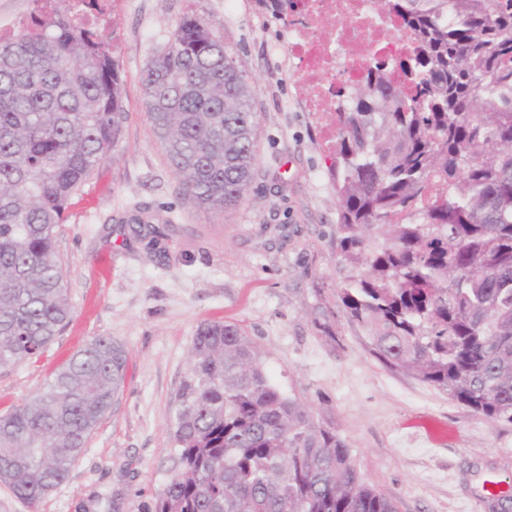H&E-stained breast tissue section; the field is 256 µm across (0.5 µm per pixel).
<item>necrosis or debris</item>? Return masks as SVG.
I'll list each match as a JSON object with an SVG mask.
<instances>
[{
  "label": "necrosis or debris",
  "mask_w": 512,
  "mask_h": 512,
  "mask_svg": "<svg viewBox=\"0 0 512 512\" xmlns=\"http://www.w3.org/2000/svg\"><path fill=\"white\" fill-rule=\"evenodd\" d=\"M287 49L300 64L305 105L321 122L324 144L336 141L333 114L340 89L361 79L371 59L397 61L413 44L398 16L379 14L378 0H297Z\"/></svg>",
  "instance_id": "necrosis-or-debris-1"
}]
</instances>
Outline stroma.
<instances>
[{
    "label": "stroma",
    "mask_w": 512,
    "mask_h": 512,
    "mask_svg": "<svg viewBox=\"0 0 512 512\" xmlns=\"http://www.w3.org/2000/svg\"><path fill=\"white\" fill-rule=\"evenodd\" d=\"M187 13L222 37L258 123L251 190L219 218L181 194L140 81ZM110 18L124 74L121 135L56 241L74 313L44 353L0 370V413L39 394L97 336L124 348L126 380L66 481L34 506L0 483V512H141L171 474L168 418L192 340L209 321L245 330L271 379L336 430L399 512H501L486 482L512 492V422L489 420L379 360L342 312L336 192L285 26L254 0H115ZM141 212L159 216L164 237L131 232Z\"/></svg>",
    "instance_id": "stroma-1"
}]
</instances>
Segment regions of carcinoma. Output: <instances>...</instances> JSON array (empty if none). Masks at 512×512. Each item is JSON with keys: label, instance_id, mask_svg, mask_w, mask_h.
Segmentation results:
<instances>
[{"label": "carcinoma", "instance_id": "obj_1", "mask_svg": "<svg viewBox=\"0 0 512 512\" xmlns=\"http://www.w3.org/2000/svg\"><path fill=\"white\" fill-rule=\"evenodd\" d=\"M0 37V369L70 322L56 231L119 138L120 65L51 0ZM274 19L296 0H256ZM414 55L340 91L327 170L350 273L337 297L373 353L490 420L512 421V0H379ZM211 24L180 18L145 65L147 115L185 198L215 215L256 174L243 71ZM127 356L97 336L43 393L0 414V481L31 505L62 484L113 408ZM175 467L144 512H398L346 443L267 373L242 327L201 325L169 418Z\"/></svg>", "mask_w": 512, "mask_h": 512}]
</instances>
